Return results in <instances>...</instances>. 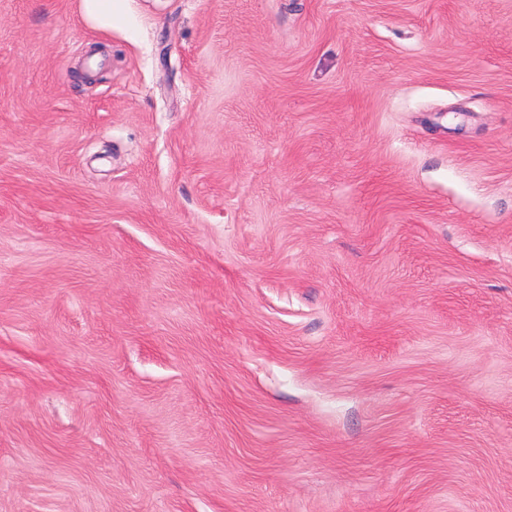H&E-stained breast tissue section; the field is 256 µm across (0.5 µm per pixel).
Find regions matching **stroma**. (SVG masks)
Here are the masks:
<instances>
[{"label":"stroma","mask_w":512,"mask_h":512,"mask_svg":"<svg viewBox=\"0 0 512 512\" xmlns=\"http://www.w3.org/2000/svg\"><path fill=\"white\" fill-rule=\"evenodd\" d=\"M0 0V512H512V0ZM120 0H82L85 18L92 23L112 26Z\"/></svg>","instance_id":"1"}]
</instances>
